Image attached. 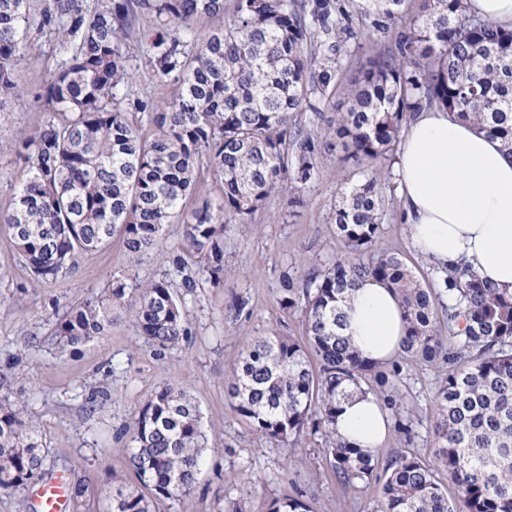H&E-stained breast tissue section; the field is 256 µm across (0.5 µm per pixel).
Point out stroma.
I'll return each mask as SVG.
<instances>
[{
    "instance_id": "1",
    "label": "stroma",
    "mask_w": 512,
    "mask_h": 512,
    "mask_svg": "<svg viewBox=\"0 0 512 512\" xmlns=\"http://www.w3.org/2000/svg\"><path fill=\"white\" fill-rule=\"evenodd\" d=\"M47 4L28 0V53L14 65L19 93L0 105V214L11 209L25 167L22 142L48 118L43 88L68 57L57 30L41 23ZM155 33L153 17L134 10L124 37L134 79L116 90L123 102L153 107L177 94L176 81L159 78L150 65L146 50ZM360 179L357 169L332 155L301 187V205L289 206L286 196L276 194L253 216L251 233L225 224L224 275L218 285L191 292L182 280L196 274L200 260L183 252L181 225H168L163 243L140 257H132L117 237L103 249L76 255L69 269L39 283L0 224V375L13 395L24 398L38 425L50 450L48 470L82 486L70 512H102L114 490L113 475L127 469V426L166 385L183 388L199 406L214 449L205 456L194 493L162 502L159 512H229L235 505L243 512H267L272 500L296 495L311 512H372L379 483L340 485L323 456V432L309 434L304 447L285 455L279 443L255 434L225 395L232 368L253 339L304 336L305 306L282 308L281 289L288 280L303 288L343 254L333 211L345 187ZM374 250L398 254L422 284L441 279L412 247L399 204L389 205ZM162 278L172 280L191 331L185 345L165 350L138 335L130 308L140 285ZM116 281L125 283L126 297L112 308L109 333L75 356H56L57 318L104 295ZM447 373L444 364L407 363L400 391L412 408L411 434H391L379 451L381 462L405 451L433 461L435 395Z\"/></svg>"
}]
</instances>
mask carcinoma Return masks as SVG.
<instances>
[{"label":"carcinoma","instance_id":"cac0c4a2","mask_svg":"<svg viewBox=\"0 0 512 512\" xmlns=\"http://www.w3.org/2000/svg\"><path fill=\"white\" fill-rule=\"evenodd\" d=\"M405 0H233L224 28L190 53L184 38L199 21L224 12V0H137L160 32L149 46L160 78L179 94L149 113L153 138L140 135L114 90L131 79L122 35L130 0L89 8L53 0L42 25L66 20L70 56L44 90L50 119L25 142L23 175L3 216L9 240L35 279L56 278L75 253L101 248L114 235L128 252L159 246L169 224L183 226L188 250L207 265L186 287L218 284L224 275V219L251 222L276 192L316 176L320 163L342 146L341 160L369 161L375 169L346 191L333 214L346 253L302 291L287 285L285 308L305 299L307 344L261 336L246 345L227 383L237 416L261 437L297 443L324 428L326 460L338 482H383L373 512H512V294L472 272L443 277L446 322L422 285L396 255L371 247L383 230L386 184L403 123L434 104L455 119L499 139L512 151V29L466 14L465 0H419L418 13L399 30ZM28 0H0V108L18 91L14 61L25 55ZM398 33V52L370 55L326 132L302 128L297 114L321 116L340 87L343 60L370 39ZM207 178L215 203L183 212V200ZM372 277L395 288L406 321L399 357L366 363L340 334L345 291ZM125 285L86 301L57 323V354L72 357L106 335L112 305ZM140 335L161 349L190 336L172 283L144 288L133 307ZM442 360L448 375L438 390L440 418L433 429L435 464L413 453L383 469L377 454L336 437L340 402L370 392L401 420L399 384L406 361ZM126 487L109 512H154L160 499L183 498L195 488L208 451L199 407L180 388L151 396L129 427ZM49 450L38 427L11 394L0 396V488L48 480ZM448 473L454 497L439 483ZM269 512H309L299 498L275 500Z\"/></svg>","mask_w":512,"mask_h":512}]
</instances>
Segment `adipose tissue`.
I'll return each mask as SVG.
<instances>
[{
	"label": "adipose tissue",
	"mask_w": 512,
	"mask_h": 512,
	"mask_svg": "<svg viewBox=\"0 0 512 512\" xmlns=\"http://www.w3.org/2000/svg\"><path fill=\"white\" fill-rule=\"evenodd\" d=\"M395 168L403 219L414 248L437 268L462 262L496 288L512 293V154L499 140L432 107L410 121ZM348 337L373 363L391 361L406 334L392 288L365 278L345 303ZM391 422L373 395L343 401L336 431L351 445L375 452Z\"/></svg>",
	"instance_id": "ef3b65f1"
}]
</instances>
